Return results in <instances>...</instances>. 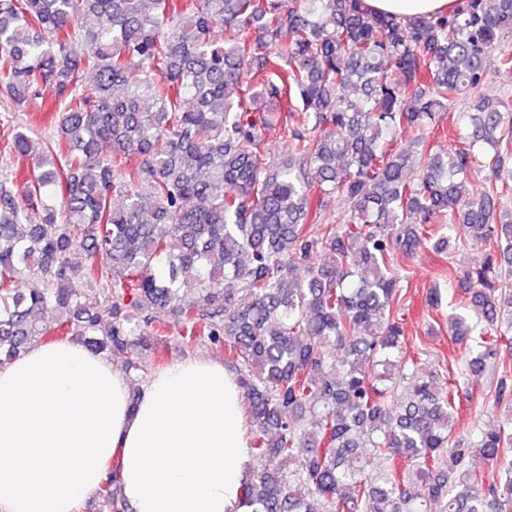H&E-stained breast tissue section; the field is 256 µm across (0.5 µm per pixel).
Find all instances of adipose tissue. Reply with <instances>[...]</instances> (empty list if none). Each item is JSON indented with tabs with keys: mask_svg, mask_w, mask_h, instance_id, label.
I'll use <instances>...</instances> for the list:
<instances>
[{
	"mask_svg": "<svg viewBox=\"0 0 512 512\" xmlns=\"http://www.w3.org/2000/svg\"><path fill=\"white\" fill-rule=\"evenodd\" d=\"M400 19L456 0H363ZM243 393L221 362L178 359L138 399L75 341L37 343L0 367V512H80L110 468L134 512H243L251 457Z\"/></svg>",
	"mask_w": 512,
	"mask_h": 512,
	"instance_id": "1",
	"label": "adipose tissue"
}]
</instances>
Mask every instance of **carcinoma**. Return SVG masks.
<instances>
[{
  "instance_id": "obj_1",
  "label": "carcinoma",
  "mask_w": 512,
  "mask_h": 512,
  "mask_svg": "<svg viewBox=\"0 0 512 512\" xmlns=\"http://www.w3.org/2000/svg\"><path fill=\"white\" fill-rule=\"evenodd\" d=\"M361 2L0 0V86L60 106L40 153L13 128L23 190L0 178V365L50 334L129 355L172 322L185 349L224 352L250 404L247 512H512L509 375L503 422L455 439L456 384L403 355L393 257L486 245L448 336L475 376L512 344V106L483 92L488 68L512 73V0L407 22ZM442 111L463 146L428 143ZM283 112L299 122L275 155ZM98 498L126 512L117 470Z\"/></svg>"
}]
</instances>
